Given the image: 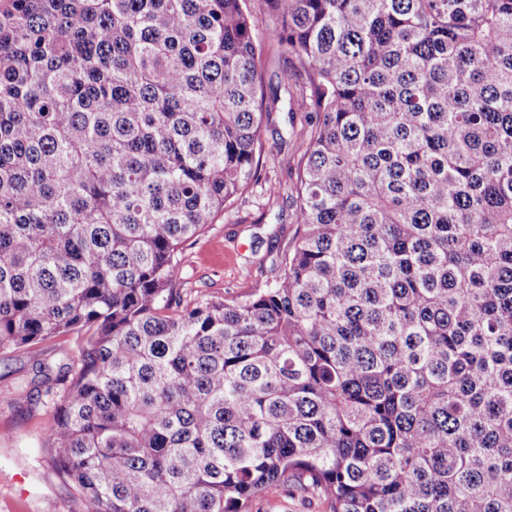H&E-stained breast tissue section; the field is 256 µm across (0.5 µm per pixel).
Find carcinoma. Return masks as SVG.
<instances>
[{
  "mask_svg": "<svg viewBox=\"0 0 512 512\" xmlns=\"http://www.w3.org/2000/svg\"><path fill=\"white\" fill-rule=\"evenodd\" d=\"M297 237L176 288L254 180L247 0H0V351L89 332L49 429L82 512H512V0H267ZM263 42V59L262 67L265 74L266 81L270 77H274L277 73L288 71V74L292 76V80H300L301 78L294 68V64L291 58H287L285 55L280 54L276 47L269 44L266 41ZM271 503L274 505L273 509L268 512H329V503L324 498H311V497H288L281 487L277 485L269 486L264 494L259 505L254 508L266 509V504Z\"/></svg>",
  "mask_w": 512,
  "mask_h": 512,
  "instance_id": "1",
  "label": "carcinoma"
}]
</instances>
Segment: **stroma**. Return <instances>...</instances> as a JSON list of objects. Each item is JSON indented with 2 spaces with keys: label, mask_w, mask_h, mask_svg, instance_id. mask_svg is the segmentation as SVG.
<instances>
[{
  "label": "stroma",
  "mask_w": 512,
  "mask_h": 512,
  "mask_svg": "<svg viewBox=\"0 0 512 512\" xmlns=\"http://www.w3.org/2000/svg\"><path fill=\"white\" fill-rule=\"evenodd\" d=\"M289 107L282 97L274 125L264 130L256 184L184 250L177 287L185 302L202 294L248 298L274 276L280 252L295 238L296 145L304 129L289 122ZM83 345V335L72 332L30 351L0 352V512L81 510L43 446L63 387L31 380L38 359L69 363Z\"/></svg>",
  "instance_id": "obj_1"
}]
</instances>
